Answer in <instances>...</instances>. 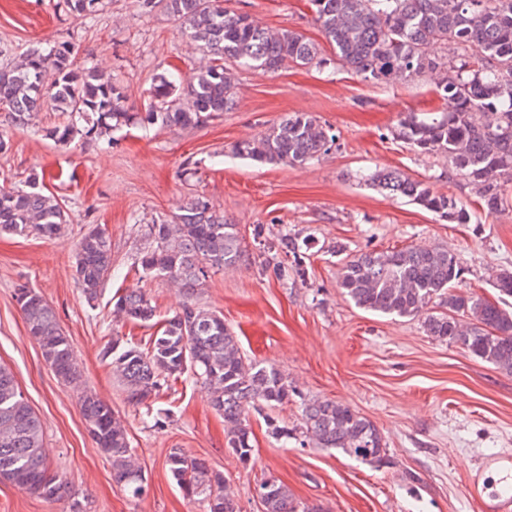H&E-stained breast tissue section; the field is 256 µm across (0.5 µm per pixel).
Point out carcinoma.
<instances>
[{"label": "carcinoma", "mask_w": 512, "mask_h": 512, "mask_svg": "<svg viewBox=\"0 0 512 512\" xmlns=\"http://www.w3.org/2000/svg\"><path fill=\"white\" fill-rule=\"evenodd\" d=\"M69 11L92 19L107 0H62ZM144 14L163 7L183 28L189 42L207 57L187 77H163L150 91L143 112L127 106L124 88L95 64H79L67 42L36 45L0 70V108L16 127L32 124L49 106L64 121L47 135L61 145L90 139L112 146L119 125L158 126L169 130L197 128L228 111L236 102L237 77L226 63L274 73L288 63L322 65L320 49L289 29L270 30L249 15L230 11L223 0H134ZM315 21L336 59L364 79L391 83L440 73L437 93L448 103L438 117L409 112L394 130L419 155L448 158V175L470 186L489 212L506 209L512 190V0H310ZM447 45L443 57L431 46ZM335 135L315 116L293 112L258 136L234 146V153L260 163L304 165L328 154ZM366 181L393 198H406L437 213L450 224H468L472 213L451 195L427 181L395 170L370 174ZM67 223L64 204L50 192L44 176L29 173L22 187H0V234L57 240ZM135 255L141 277L166 281L182 291L185 302L141 343L114 339L104 348L112 373L127 401L151 407V400L191 372L207 387L211 406L224 416L228 448L246 464L251 444L246 417L259 404L274 408L296 396L274 364L245 359L224 317L197 302L209 273L238 265L244 255L239 225L224 219L201 196L188 198L180 213L157 218L140 229ZM310 241L292 235L265 244L268 251L294 258ZM340 256L337 285L355 306L381 315L423 317L427 335L461 347L468 355L512 373V272L499 269L494 303L457 291L462 268L444 247L406 246ZM112 275V242L105 230L89 229L75 252V282L87 301L98 298ZM29 335L58 378L71 383L80 370L69 339L43 296L26 284L15 289ZM116 316L148 324L156 307L141 289L119 296ZM89 433L112 468V480L132 497L145 493L144 478L131 453L127 430L105 401L91 393L81 398ZM300 422L293 428L267 423L278 439L303 435L316 448H334L347 456L383 467L389 463L379 429L349 406L333 400H302ZM172 477L188 496L202 495L207 512H240L224 475L205 460L178 448L167 457ZM0 478L54 499L64 488L48 474L40 419L19 389L13 373L0 366ZM264 512H318L299 505L288 486L276 479L258 487Z\"/></svg>", "instance_id": "1"}]
</instances>
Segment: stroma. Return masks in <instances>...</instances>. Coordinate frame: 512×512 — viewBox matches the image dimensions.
Here are the masks:
<instances>
[{"mask_svg": "<svg viewBox=\"0 0 512 512\" xmlns=\"http://www.w3.org/2000/svg\"><path fill=\"white\" fill-rule=\"evenodd\" d=\"M224 6L303 35L319 46L325 65L291 63L274 73L237 67L229 112L194 129L125 127L113 132L107 150L94 141L62 146L50 139L46 131L59 113L39 112L33 126L16 128L0 112V134L10 145L0 155V186L43 173L68 213L60 240L0 237V365L13 372L42 422L49 472L67 483L62 496L48 500L0 479V512H206L203 497L186 496L172 478L167 456L174 448L223 473L241 512H263L256 489L268 478L322 512H484L465 487L485 455L512 453V374L428 336L419 320L356 307L338 288V259L325 248L442 246L462 261L460 290L494 301L491 272L512 270V209L451 224L363 182V175L396 169L474 203L466 182L449 177L442 156L417 154L393 135L400 114L447 111L434 75L387 85L365 81L337 62L309 0H224ZM55 41L73 43L78 59H93L111 74L137 110L160 74H188L200 62L177 22L163 11L140 14L134 0H110L91 27L61 0H0V49L21 53ZM289 112L310 113L330 128L336 144L329 155L302 166L232 155L234 144ZM188 165L196 176L183 177ZM194 194L240 226L246 250L245 262L209 275L200 303L223 315L248 360L278 366L303 397L343 403L371 420L386 441L388 466L277 439L267 420L295 426L296 401L250 412L254 451L245 465L227 446L223 417L192 378L160 392L151 408L128 403L102 350L115 338L147 340L151 329L114 317L113 298L140 287L158 315L180 308L176 289L139 280L131 265L137 226L175 216ZM258 225L269 236L312 238L301 253L304 277L280 279L264 270L271 255L253 239ZM95 226L112 241L117 274L90 304L75 283L74 262L81 236ZM24 282L48 301L69 337L78 382L60 380L29 336L14 297ZM86 392L124 422L147 485L143 497L113 481L82 415Z\"/></svg>", "mask_w": 512, "mask_h": 512, "instance_id": "1", "label": "stroma"}]
</instances>
